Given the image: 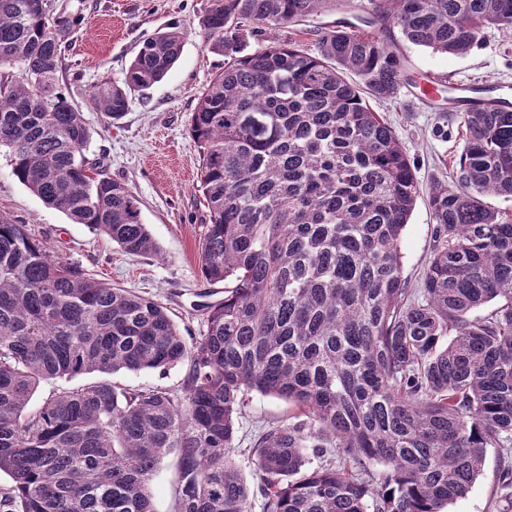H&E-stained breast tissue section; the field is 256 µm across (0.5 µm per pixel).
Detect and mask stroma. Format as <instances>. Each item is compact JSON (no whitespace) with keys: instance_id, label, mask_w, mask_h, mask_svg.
Returning a JSON list of instances; mask_svg holds the SVG:
<instances>
[{"instance_id":"35a3bbf8","label":"stroma","mask_w":512,"mask_h":512,"mask_svg":"<svg viewBox=\"0 0 512 512\" xmlns=\"http://www.w3.org/2000/svg\"><path fill=\"white\" fill-rule=\"evenodd\" d=\"M78 20L69 35L58 88L78 106L93 132L86 150L108 176L122 181L141 201L142 219L158 245L154 256L124 252L102 233L72 223L44 204L12 175L9 158L0 152V216L27 225L58 259L79 264L95 278L157 300L183 335L205 328V308L224 296L223 284L202 278L199 249L208 214L200 187L201 158L188 131L198 97L224 67L223 56L204 42L203 20L208 0H53ZM169 26L187 37L172 70L147 94L133 93L128 111L112 121L90 101L102 78L122 82L145 37ZM418 79L491 87L512 100V34L484 29L468 54L435 53L397 40ZM374 111L391 123L416 171L420 195L402 240L404 274L417 283L432 248L434 218L428 205L433 183L449 181L462 151L457 129L461 115L445 100L421 98L419 89L401 88L392 101L373 102ZM295 408L287 401L251 393L234 441L233 458L245 478H252L250 447L272 423L292 422ZM498 480L495 451L465 496L445 512H496L491 493ZM156 512L179 508L177 456L164 458L152 480Z\"/></svg>"}]
</instances>
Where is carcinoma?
<instances>
[{"label":"carcinoma","instance_id":"obj_1","mask_svg":"<svg viewBox=\"0 0 512 512\" xmlns=\"http://www.w3.org/2000/svg\"><path fill=\"white\" fill-rule=\"evenodd\" d=\"M367 16L266 33L350 0H210L205 46L224 57L190 114L208 222L202 277L224 282L206 330L186 340L163 304L50 255L0 217V489L3 512H155L151 480L179 450V512H251L232 458L254 391L304 419L254 448L262 512H443L498 449L494 496L512 512V103L462 113L453 186L429 195L433 251L421 286L401 241L420 194L390 123L369 106L410 81L380 33L465 55L512 30V0H369ZM74 20L49 0H0V148L12 175L73 223L129 254L157 251L132 189L85 151L92 131L57 91ZM186 32L145 38L95 108L121 119L160 82ZM485 316L472 312L488 303ZM183 368L180 389L120 388L121 370ZM98 372L28 404L49 379ZM336 449V460L311 466Z\"/></svg>","mask_w":512,"mask_h":512}]
</instances>
